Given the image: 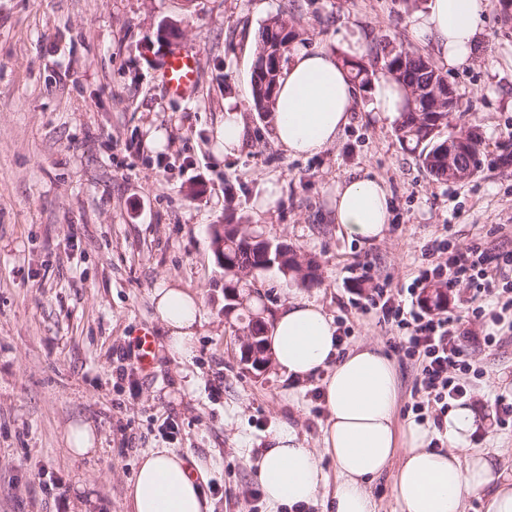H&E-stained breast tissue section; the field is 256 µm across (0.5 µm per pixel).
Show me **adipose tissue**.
Here are the masks:
<instances>
[{"label": "adipose tissue", "mask_w": 512, "mask_h": 512, "mask_svg": "<svg viewBox=\"0 0 512 512\" xmlns=\"http://www.w3.org/2000/svg\"><path fill=\"white\" fill-rule=\"evenodd\" d=\"M487 0H430L410 18L415 39L433 45L442 64L466 67L478 55V36ZM406 92L388 75L373 83L371 107L394 120L404 110ZM352 78L335 54L293 48L274 95L273 138L288 155L312 157L332 147L351 121ZM334 217L345 235L369 245L383 239L391 214L383 182L357 175L337 184ZM155 312L167 335L166 349L181 361L196 350L201 322L197 296L169 284L153 294ZM277 368L295 381L322 376L328 419L322 447H305L293 426H282L272 445L253 465L271 507L312 505L328 485L320 464L327 453L336 466L331 497L336 512H374L372 479L392 472L402 512H465L469 498L485 502V512H512V470L490 454L472 450L483 421L469 402L449 408L443 435L447 450L430 448L428 425L397 427V374L393 363L365 346L339 355L336 324L320 306L301 300L282 306L269 334ZM132 512H212L185 459L168 448L144 453L131 485Z\"/></svg>", "instance_id": "obj_1"}]
</instances>
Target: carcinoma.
Returning a JSON list of instances; mask_svg holds the SVG:
<instances>
[{
	"instance_id": "obj_1",
	"label": "carcinoma",
	"mask_w": 512,
	"mask_h": 512,
	"mask_svg": "<svg viewBox=\"0 0 512 512\" xmlns=\"http://www.w3.org/2000/svg\"><path fill=\"white\" fill-rule=\"evenodd\" d=\"M295 38L292 25L283 14L268 18L259 31L258 50L251 73L252 109L267 118L273 112V98L281 71L266 69V56L270 52L282 51L288 56ZM341 62L347 67L360 87L371 85L379 72L389 74L404 90L415 93L432 83H440L446 75L426 56L403 48L383 45L376 49L372 60L364 63L349 56H342ZM435 101L422 94L408 99L405 112L401 113L396 133L402 147L418 155L422 165L437 180L448 181V164L444 162L447 152L443 146L448 139L463 132L451 130L443 122L436 128L433 116ZM262 265L261 257L244 240L224 239V289L235 290L248 287L250 282L236 276V270H247Z\"/></svg>"
}]
</instances>
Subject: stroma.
I'll return each mask as SVG.
<instances>
[{
  "mask_svg": "<svg viewBox=\"0 0 512 512\" xmlns=\"http://www.w3.org/2000/svg\"><path fill=\"white\" fill-rule=\"evenodd\" d=\"M428 3L0 0V512H130L139 459L152 448L185 458L213 512H251L259 483L249 461L282 424L319 446V379L295 383L274 368L257 377L240 362L211 239L228 214L317 261V286L271 269L254 274L253 288L270 312L294 298L343 320L344 348L377 347L397 373L396 424L413 420L418 367L394 349L396 328L356 305L408 285L443 225L460 244L483 236L512 247V167L498 163L512 144V22L490 0L476 62L446 72L460 100L450 122L482 133V168L460 183L437 181L403 149L362 88L336 146L288 155L250 108V76L260 27L283 11L302 47L343 55L358 32L364 59L384 43L433 56L409 24ZM166 22L180 29L179 46L200 52L183 99L160 82ZM228 97L250 131L232 158L215 151ZM360 173L383 181L392 203L385 238L369 246L332 218L337 183ZM269 180L280 193L261 210ZM362 266L366 278L352 281ZM164 281L201 301L196 355L182 364L159 347L145 372L134 338L147 327L163 339L152 295ZM463 342L484 370L471 400L493 418L473 445L500 451L511 468L512 427L496 423L494 398L512 389V338L486 346L475 323ZM168 417L175 430L163 429ZM72 423L95 429L93 455L68 454Z\"/></svg>",
  "mask_w": 512,
  "mask_h": 512,
  "instance_id": "obj_1",
  "label": "stroma"
}]
</instances>
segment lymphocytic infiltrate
I'll use <instances>...</instances> for the list:
<instances>
[{
    "label": "lymphocytic infiltrate",
    "mask_w": 512,
    "mask_h": 512,
    "mask_svg": "<svg viewBox=\"0 0 512 512\" xmlns=\"http://www.w3.org/2000/svg\"><path fill=\"white\" fill-rule=\"evenodd\" d=\"M443 231L444 239L427 244L428 261L407 290L375 289L361 307L365 313L380 310L384 321L397 327L399 349L420 365L415 391L422 399L412 409L421 413L433 408L437 427L449 405L465 399L472 379L483 374L461 342L463 320L485 324L484 341L491 347L512 335V248L492 249L479 238L457 245L449 238L451 225H444ZM432 281L451 290L465 286L459 313L434 316L415 306L413 296Z\"/></svg>",
    "instance_id": "lymphocytic-infiltrate-1"
}]
</instances>
